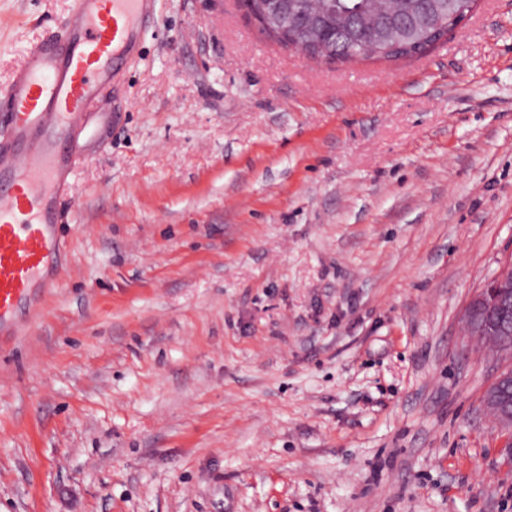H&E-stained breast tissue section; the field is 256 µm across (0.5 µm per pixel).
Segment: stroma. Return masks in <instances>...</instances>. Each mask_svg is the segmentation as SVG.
<instances>
[{"mask_svg": "<svg viewBox=\"0 0 512 512\" xmlns=\"http://www.w3.org/2000/svg\"><path fill=\"white\" fill-rule=\"evenodd\" d=\"M72 4L0 0V90ZM156 12L0 335V512H512L463 322L512 258V0L348 62Z\"/></svg>", "mask_w": 512, "mask_h": 512, "instance_id": "1", "label": "stroma"}]
</instances>
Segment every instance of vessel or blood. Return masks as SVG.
I'll return each instance as SVG.
<instances>
[{"mask_svg": "<svg viewBox=\"0 0 512 512\" xmlns=\"http://www.w3.org/2000/svg\"><path fill=\"white\" fill-rule=\"evenodd\" d=\"M155 20V0H74L0 92V328L49 286L71 169L120 119L95 107Z\"/></svg>", "mask_w": 512, "mask_h": 512, "instance_id": "vessel-or-blood-1", "label": "vessel or blood"}]
</instances>
